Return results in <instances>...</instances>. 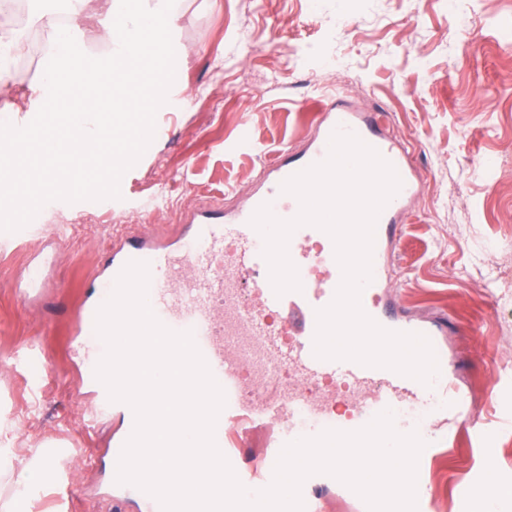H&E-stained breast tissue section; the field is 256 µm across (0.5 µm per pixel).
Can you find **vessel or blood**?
Segmentation results:
<instances>
[{"instance_id":"b4317fda","label":"vessel or blood","mask_w":512,"mask_h":512,"mask_svg":"<svg viewBox=\"0 0 512 512\" xmlns=\"http://www.w3.org/2000/svg\"><path fill=\"white\" fill-rule=\"evenodd\" d=\"M380 113L356 112L342 101H333L324 113L308 148L298 155L284 154L267 164L263 185L252 192L239 209H196L184 215L175 235L126 234L113 239L109 260L85 291L72 327L74 335L93 336L92 361L105 352L96 339L95 315L110 296L123 267L132 260L149 265L148 302L167 328L192 331L195 343L213 377L225 392L215 441L240 482L247 487H267L285 444L314 437L327 429L355 431L375 416L391 411L400 433L417 432L426 446L420 463L453 446L456 430H440L435 420H456L468 409L463 391L456 385L443 357L448 321H418L405 317L395 293L387 289L391 269L388 257L401 233V216L416 194L414 170L385 132ZM352 133L371 146L396 170L401 187L377 220L370 282L361 294L364 312L385 329L425 335L438 359V372L429 384L387 368L369 367L351 360H323L314 354L316 312L334 299L342 272L332 238L309 225L297 228L288 243L301 291L276 295L269 280V266L262 252L264 240L250 224L262 204L283 220L294 218L298 199L281 190L282 183L329 154L334 132ZM251 286L242 296L241 283ZM353 385L359 396L354 416H332L328 403L335 393L333 382ZM96 418H109L111 458H119L133 432L135 415L123 402H112L103 384H96L88 405ZM268 431L265 454L245 461L248 431ZM326 474L308 477L301 494L305 512H323L324 495L339 488ZM114 512H161L158 501L130 484L107 481Z\"/></svg>"}]
</instances>
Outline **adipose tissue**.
I'll list each match as a JSON object with an SVG mask.
<instances>
[{"label":"adipose tissue","mask_w":512,"mask_h":512,"mask_svg":"<svg viewBox=\"0 0 512 512\" xmlns=\"http://www.w3.org/2000/svg\"><path fill=\"white\" fill-rule=\"evenodd\" d=\"M12 430L9 422L0 421V474L10 477L15 486L14 493L0 500V512H21L22 489L48 484L56 474V461L48 454H14L9 446Z\"/></svg>","instance_id":"ef3b65f1"}]
</instances>
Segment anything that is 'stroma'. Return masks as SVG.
<instances>
[{
	"mask_svg": "<svg viewBox=\"0 0 512 512\" xmlns=\"http://www.w3.org/2000/svg\"><path fill=\"white\" fill-rule=\"evenodd\" d=\"M178 0L171 31L177 95L156 114L154 138L120 182V199L53 201L0 233V417L15 453L63 448L54 482L28 512H109L92 460L112 420L88 425L86 365L71 345L79 284L98 272L123 228L173 231L187 208L240 204L282 149L306 148L322 112L343 95L387 116L420 181L393 261L400 303L442 315L472 416L495 433L494 473L512 487V0ZM20 30L11 121L29 123L46 99L43 60ZM475 32L474 48L461 44ZM480 441L428 461L431 512H481Z\"/></svg>",
	"mask_w": 512,
	"mask_h": 512,
	"instance_id": "1",
	"label": "stroma"
}]
</instances>
